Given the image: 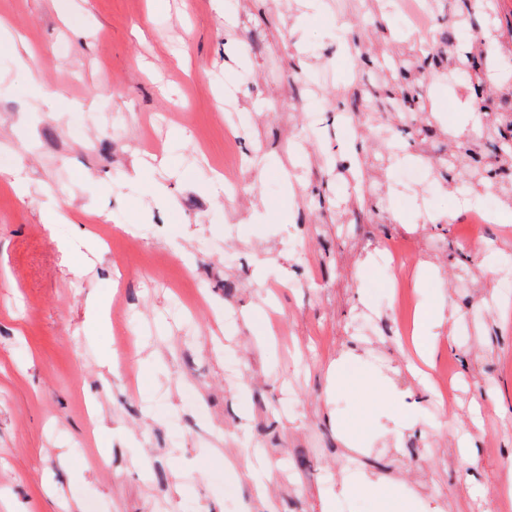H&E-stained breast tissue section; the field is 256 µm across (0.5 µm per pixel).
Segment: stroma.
I'll use <instances>...</instances> for the list:
<instances>
[{"label":"stroma","instance_id":"1","mask_svg":"<svg viewBox=\"0 0 512 512\" xmlns=\"http://www.w3.org/2000/svg\"><path fill=\"white\" fill-rule=\"evenodd\" d=\"M403 8L0 0L60 90L41 99L0 46V512H373L367 476L401 480L423 512H512V299L481 274L512 269V210L489 188L498 222L468 223L445 164L459 98ZM406 54L423 111L385 95ZM152 157L160 197L135 173ZM411 158L425 181L403 182ZM394 244L419 307L458 315L408 428L327 377L348 355L381 389L412 388L378 262ZM106 294L100 331L89 305ZM476 399L462 454L446 425Z\"/></svg>","mask_w":512,"mask_h":512}]
</instances>
